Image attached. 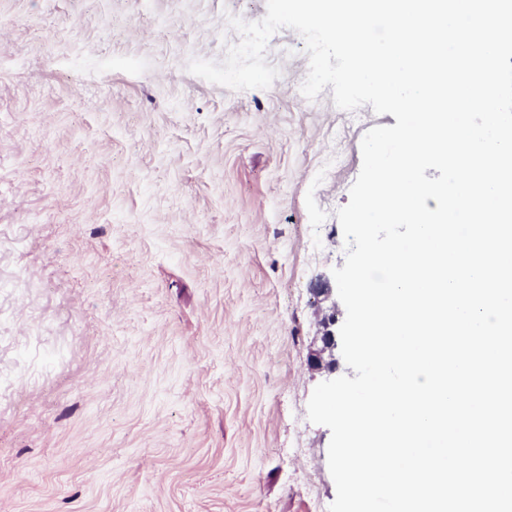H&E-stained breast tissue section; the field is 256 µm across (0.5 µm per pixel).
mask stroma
Returning <instances> with one entry per match:
<instances>
[{
  "mask_svg": "<svg viewBox=\"0 0 512 512\" xmlns=\"http://www.w3.org/2000/svg\"><path fill=\"white\" fill-rule=\"evenodd\" d=\"M266 0H0V512H327L309 421L368 127L222 61ZM329 294H319L320 285Z\"/></svg>",
  "mask_w": 512,
  "mask_h": 512,
  "instance_id": "1",
  "label": "stroma"
}]
</instances>
